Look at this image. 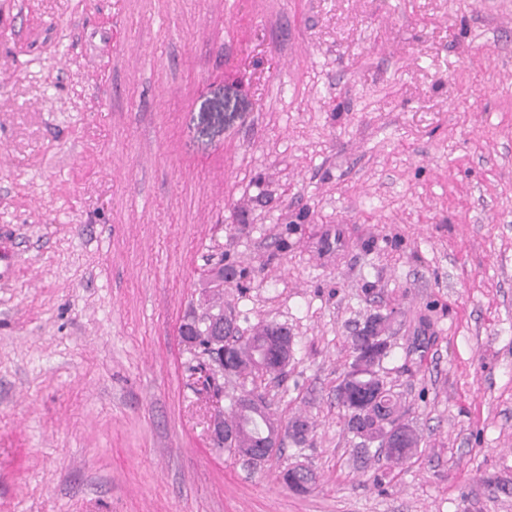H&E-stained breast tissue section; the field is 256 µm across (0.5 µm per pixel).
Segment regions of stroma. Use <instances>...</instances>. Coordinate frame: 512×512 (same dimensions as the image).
<instances>
[{
    "label": "stroma",
    "instance_id": "1",
    "mask_svg": "<svg viewBox=\"0 0 512 512\" xmlns=\"http://www.w3.org/2000/svg\"><path fill=\"white\" fill-rule=\"evenodd\" d=\"M0 244V512H512V0H0ZM221 264L310 423L254 467L179 335ZM391 308L403 464L336 400Z\"/></svg>",
    "mask_w": 512,
    "mask_h": 512
}]
</instances>
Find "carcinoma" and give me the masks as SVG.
<instances>
[{"label":"carcinoma","mask_w":512,"mask_h":512,"mask_svg":"<svg viewBox=\"0 0 512 512\" xmlns=\"http://www.w3.org/2000/svg\"><path fill=\"white\" fill-rule=\"evenodd\" d=\"M211 314L187 321L190 332L208 344L212 335L209 319ZM383 336L374 348L367 353L351 351L350 370L337 386L336 398L344 410L346 429L358 439L355 451L362 457L370 453V445H382L381 436L387 428L386 417H391L390 424L401 431V442L396 448L385 450L386 458L395 463L410 459L420 445V436L413 427L402 421L399 396L389 386L384 361L391 351L387 334L391 330L394 312L377 314ZM230 346L228 363L232 372L229 379L239 381L240 385L256 376L279 378L284 375L294 352V340L285 332V327L264 325L251 336L243 338L238 335V328H230L226 334ZM376 400L375 407L363 406L365 396ZM230 415L224 419L227 429L234 434L229 450L233 451L245 464L253 466L265 460L273 449L265 447L266 441L274 430H280L296 443L305 441L306 436L290 432V426L296 423L292 419L284 422L271 411L265 400L253 396V392L244 391L229 399ZM284 479L289 484L314 482L313 472L304 466L289 469Z\"/></svg>","instance_id":"obj_1"}]
</instances>
